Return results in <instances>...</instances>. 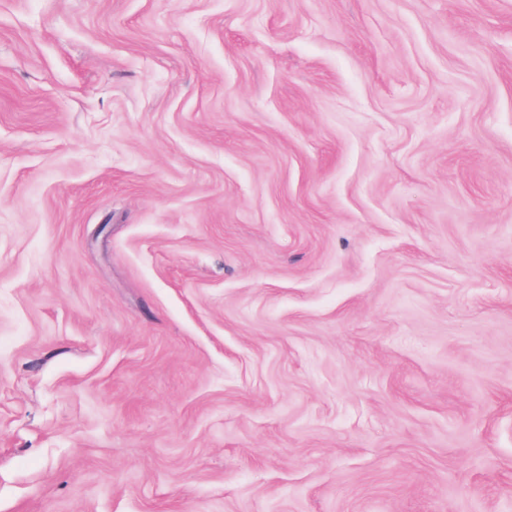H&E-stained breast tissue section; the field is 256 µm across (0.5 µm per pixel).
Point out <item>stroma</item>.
Instances as JSON below:
<instances>
[{"instance_id":"obj_1","label":"stroma","mask_w":512,"mask_h":512,"mask_svg":"<svg viewBox=\"0 0 512 512\" xmlns=\"http://www.w3.org/2000/svg\"><path fill=\"white\" fill-rule=\"evenodd\" d=\"M0 512H512V0H0Z\"/></svg>"}]
</instances>
